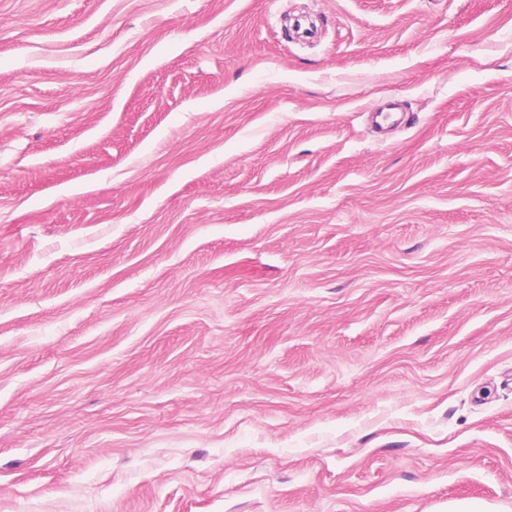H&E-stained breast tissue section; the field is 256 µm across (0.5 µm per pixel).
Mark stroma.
<instances>
[{"instance_id": "obj_1", "label": "stroma", "mask_w": 512, "mask_h": 512, "mask_svg": "<svg viewBox=\"0 0 512 512\" xmlns=\"http://www.w3.org/2000/svg\"><path fill=\"white\" fill-rule=\"evenodd\" d=\"M455 503L512 512V0H0V512Z\"/></svg>"}]
</instances>
